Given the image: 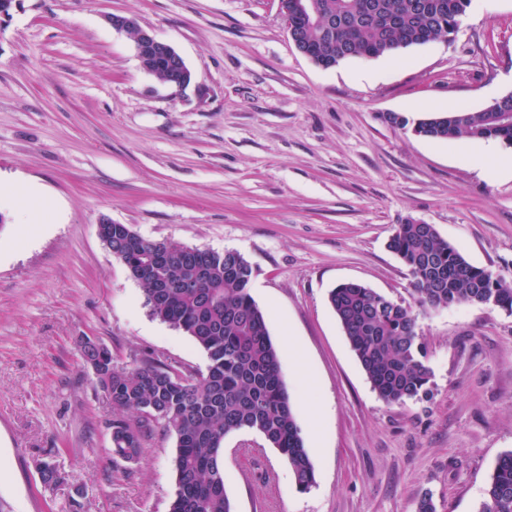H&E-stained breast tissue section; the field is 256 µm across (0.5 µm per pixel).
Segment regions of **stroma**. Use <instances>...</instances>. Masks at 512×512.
I'll use <instances>...</instances> for the list:
<instances>
[{"instance_id":"35a3bbf8","label":"stroma","mask_w":512,"mask_h":512,"mask_svg":"<svg viewBox=\"0 0 512 512\" xmlns=\"http://www.w3.org/2000/svg\"><path fill=\"white\" fill-rule=\"evenodd\" d=\"M134 18L183 57L177 88L146 72ZM512 93V0H472L453 40L325 70L294 47L278 0H13L0 15V182L37 185L34 234L0 222V501L10 512H168L174 437L156 433L128 475L111 454L112 402L83 336L135 366L205 372L191 338L153 317L97 234L234 250L280 352L313 461L299 492L251 431L224 439L235 512H477L512 452V315L479 304L418 310L429 399L372 389L329 302L346 281L413 304L387 248L396 225L432 224L472 264L512 280V160L502 140H432L388 122ZM54 456L68 486L45 488Z\"/></svg>"}]
</instances>
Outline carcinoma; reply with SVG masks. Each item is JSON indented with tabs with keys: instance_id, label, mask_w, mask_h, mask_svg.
Returning <instances> with one entry per match:
<instances>
[{
	"instance_id": "obj_1",
	"label": "carcinoma",
	"mask_w": 512,
	"mask_h": 512,
	"mask_svg": "<svg viewBox=\"0 0 512 512\" xmlns=\"http://www.w3.org/2000/svg\"><path fill=\"white\" fill-rule=\"evenodd\" d=\"M328 23L299 18L296 28L318 56L336 62L378 58L426 45L460 26L471 0H317ZM434 140L501 139L512 145V95L483 109L408 118L389 116ZM104 238L143 287L151 315L189 336L208 358L197 376L152 358L117 362L103 343L85 338L81 358L112 401V459L131 474L161 432L176 439L175 493L169 512H234L224 482V438L261 434L290 465L297 488L315 469L280 374L279 352L250 294L251 264L239 252L178 246L142 237L129 224H106ZM389 249L411 276L421 306L463 301L512 314V281L471 264L432 224H398ZM367 379L388 405L430 393L432 370L411 307L358 283L329 293ZM477 512H512V452L496 463Z\"/></svg>"
}]
</instances>
